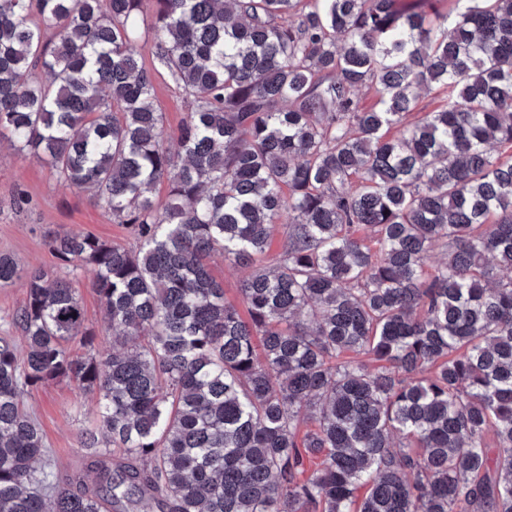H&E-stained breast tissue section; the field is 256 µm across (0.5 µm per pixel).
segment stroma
Returning <instances> with one entry per match:
<instances>
[{
	"instance_id": "obj_1",
	"label": "stroma",
	"mask_w": 512,
	"mask_h": 512,
	"mask_svg": "<svg viewBox=\"0 0 512 512\" xmlns=\"http://www.w3.org/2000/svg\"><path fill=\"white\" fill-rule=\"evenodd\" d=\"M137 51L145 67L154 72L156 103L164 114L165 145L177 150L179 129L188 112L185 96L165 70L155 69L151 34H143ZM19 195L27 199L20 208L13 204ZM69 228L127 247L135 243L130 229L114 223L89 194L56 180L37 158L0 140V253L13 256L22 268L64 275L45 236ZM95 401L93 394L66 379L40 384L24 396L52 452L55 476L63 485L77 486L87 471L90 455L80 445L79 432L90 424Z\"/></svg>"
}]
</instances>
